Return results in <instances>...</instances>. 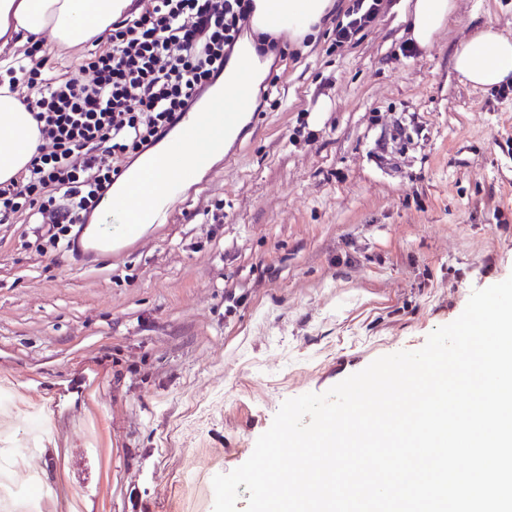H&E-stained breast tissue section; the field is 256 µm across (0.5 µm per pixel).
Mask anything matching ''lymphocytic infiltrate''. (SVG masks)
Masks as SVG:
<instances>
[{"label": "lymphocytic infiltrate", "mask_w": 512, "mask_h": 512, "mask_svg": "<svg viewBox=\"0 0 512 512\" xmlns=\"http://www.w3.org/2000/svg\"><path fill=\"white\" fill-rule=\"evenodd\" d=\"M252 10L253 0H142L137 15L113 23L111 51L61 79L45 78L48 58L33 44L8 70V88L26 89L42 142L24 171L0 183V223L24 213L38 224V248L75 247L119 167L221 76ZM381 10L382 0H352L334 44L352 43Z\"/></svg>", "instance_id": "obj_1"}]
</instances>
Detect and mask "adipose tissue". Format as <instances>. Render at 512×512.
I'll return each instance as SVG.
<instances>
[{"label":"adipose tissue","instance_id":"obj_1","mask_svg":"<svg viewBox=\"0 0 512 512\" xmlns=\"http://www.w3.org/2000/svg\"><path fill=\"white\" fill-rule=\"evenodd\" d=\"M135 0H0V42L24 43L51 33L59 48L84 44L111 29ZM330 0H256L252 26L261 33L298 37L321 24ZM454 0H406L411 37L422 47L432 43L448 22ZM453 67L463 81L493 87L512 79V38L487 25L459 44ZM266 75V63L253 41L242 43L224 72L225 89L252 101ZM40 133L17 94L0 87V182L15 178L29 163Z\"/></svg>","mask_w":512,"mask_h":512}]
</instances>
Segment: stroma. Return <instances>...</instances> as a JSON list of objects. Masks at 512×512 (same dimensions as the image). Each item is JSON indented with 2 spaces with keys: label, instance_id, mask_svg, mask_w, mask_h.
I'll return each instance as SVG.
<instances>
[{
  "label": "stroma",
  "instance_id": "35a3bbf8",
  "mask_svg": "<svg viewBox=\"0 0 512 512\" xmlns=\"http://www.w3.org/2000/svg\"><path fill=\"white\" fill-rule=\"evenodd\" d=\"M350 3L289 39L234 162L174 223L96 259L0 223V377L14 441L51 409L46 512H191L196 476L241 466L285 400L419 350L512 276V95L453 67L484 24L512 37V0H455L413 57L404 0L333 45Z\"/></svg>",
  "mask_w": 512,
  "mask_h": 512
}]
</instances>
